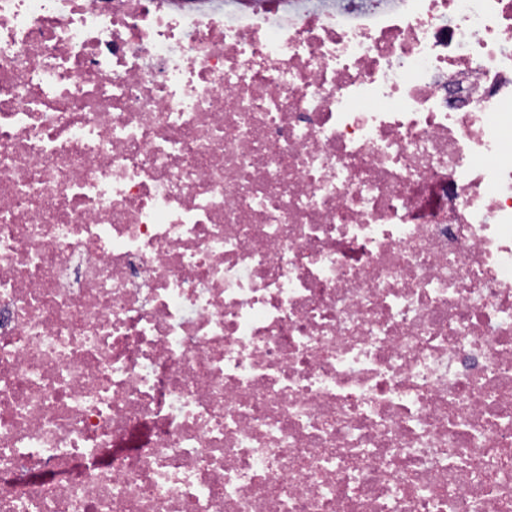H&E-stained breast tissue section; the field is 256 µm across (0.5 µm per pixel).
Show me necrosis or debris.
Here are the masks:
<instances>
[{
  "label": "necrosis or debris",
  "instance_id": "1",
  "mask_svg": "<svg viewBox=\"0 0 512 512\" xmlns=\"http://www.w3.org/2000/svg\"><path fill=\"white\" fill-rule=\"evenodd\" d=\"M512 0H0V512H512Z\"/></svg>",
  "mask_w": 512,
  "mask_h": 512
}]
</instances>
